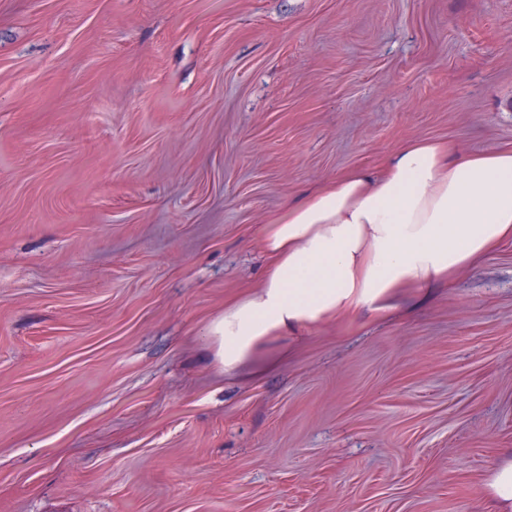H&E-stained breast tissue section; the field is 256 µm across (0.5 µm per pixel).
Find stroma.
Masks as SVG:
<instances>
[{
    "label": "stroma",
    "mask_w": 512,
    "mask_h": 512,
    "mask_svg": "<svg viewBox=\"0 0 512 512\" xmlns=\"http://www.w3.org/2000/svg\"><path fill=\"white\" fill-rule=\"evenodd\" d=\"M512 147V0H0V512H484L512 243L225 371L261 226Z\"/></svg>",
    "instance_id": "obj_1"
}]
</instances>
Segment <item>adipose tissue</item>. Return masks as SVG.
I'll use <instances>...</instances> for the list:
<instances>
[{
  "instance_id": "ef3b65f1",
  "label": "adipose tissue",
  "mask_w": 512,
  "mask_h": 512,
  "mask_svg": "<svg viewBox=\"0 0 512 512\" xmlns=\"http://www.w3.org/2000/svg\"><path fill=\"white\" fill-rule=\"evenodd\" d=\"M511 241L512 148L407 140L376 169L336 177L262 225L264 276L210 322L212 357L231 368L274 337L385 312Z\"/></svg>"
}]
</instances>
